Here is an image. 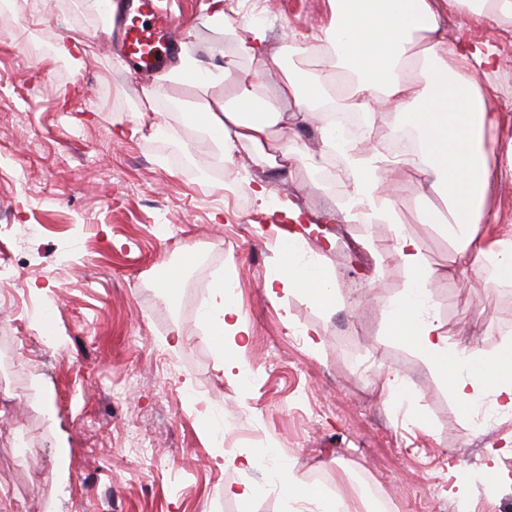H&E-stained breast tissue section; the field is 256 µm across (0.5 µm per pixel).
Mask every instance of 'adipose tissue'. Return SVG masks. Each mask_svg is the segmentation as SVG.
Segmentation results:
<instances>
[{"label": "adipose tissue", "instance_id": "obj_1", "mask_svg": "<svg viewBox=\"0 0 512 512\" xmlns=\"http://www.w3.org/2000/svg\"><path fill=\"white\" fill-rule=\"evenodd\" d=\"M452 3L460 5V15L469 24L512 22V0H328V25L311 42L292 46L291 52L321 54L335 82L318 75L303 79L291 71L275 98L263 99L255 83L241 75L240 63H266L265 27L254 23L237 32L229 21L228 0H207L211 22L234 36V53L211 68L184 53L176 67L157 76L153 92L163 94L175 83L213 86L235 80L233 100H214L194 117V126L223 152L245 143L283 171L295 153L283 130L305 122L330 97H338L341 108L370 117L400 113L402 126L418 142L412 155L346 148L335 124L322 126L325 146L345 153L346 221L362 217L393 223V211L382 196L383 175L391 168H411L432 178L433 189L447 199L452 229L463 249L475 262L490 264L498 280L511 282L512 243L490 244L478 235L480 225L491 221L486 202L492 173L483 137L495 120V89L487 80L495 52L487 44L448 43L442 20ZM298 237L295 231L284 234L278 265L265 288L270 297L299 294L322 311L334 312L330 278L320 265L297 258L293 245ZM394 256L411 277L405 293L389 306L388 336L420 353L447 383L453 399L473 415L511 417L512 341L490 353L449 345L438 317L427 307L433 272L420 243L398 235ZM200 320L215 350L224 355L225 371L241 370L238 356L225 352L224 340L246 335L247 327L223 280L211 284Z\"/></svg>", "mask_w": 512, "mask_h": 512}]
</instances>
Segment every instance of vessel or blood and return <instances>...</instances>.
<instances>
[{
	"label": "vessel or blood",
	"instance_id": "1",
	"mask_svg": "<svg viewBox=\"0 0 512 512\" xmlns=\"http://www.w3.org/2000/svg\"><path fill=\"white\" fill-rule=\"evenodd\" d=\"M112 20L123 36L128 58L144 69L161 65L182 37L178 18L163 0H122Z\"/></svg>",
	"mask_w": 512,
	"mask_h": 512
}]
</instances>
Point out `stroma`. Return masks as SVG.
Returning a JSON list of instances; mask_svg holds the SVG:
<instances>
[{"label":"stroma","instance_id":"1","mask_svg":"<svg viewBox=\"0 0 512 512\" xmlns=\"http://www.w3.org/2000/svg\"><path fill=\"white\" fill-rule=\"evenodd\" d=\"M202 0H173L182 47L221 63L224 33ZM278 60L245 62L265 94L288 70L323 73L321 55L292 56L329 23L327 0H264L257 17ZM112 14L90 0H12L0 12V213L14 227L35 224L24 253L0 233V391L11 398L0 425V489L6 512H287L271 484L282 465L346 512H512V455L500 456L507 484L481 489L488 447L512 435V417L472 428L447 384L416 351L388 338V306L409 284L390 256L396 232L419 241L433 270L431 303L450 345L491 351L512 339V289L464 257L444 223L421 213L443 208L428 181L409 169L390 175L398 225L349 223L347 185L330 172L315 123L284 131L301 152L287 172L236 145L231 160L208 144L190 115L231 99L235 82L173 85L150 105L159 131L130 135L154 77L130 69L112 48ZM452 43L495 47L498 124L485 134L493 168L512 140V24H463L445 17ZM48 50L30 58L31 38ZM92 43L81 65L63 63L60 41ZM324 153L313 169L305 152ZM266 178L256 200L250 179ZM311 221L298 247L331 275L336 312L303 296L269 297L278 260L282 201ZM483 233L512 234V179L493 177ZM191 266H182L187 253ZM181 286L160 284L164 267ZM223 276L249 326L245 378L225 375L204 340L198 312ZM36 307L29 318L11 299ZM320 345L310 349L304 332ZM183 344L173 347L174 331ZM222 422L211 442L203 415ZM256 456L254 468L222 467L220 452ZM454 459L476 492L456 496ZM258 484L250 509L227 486Z\"/></svg>","mask_w":512,"mask_h":512}]
</instances>
